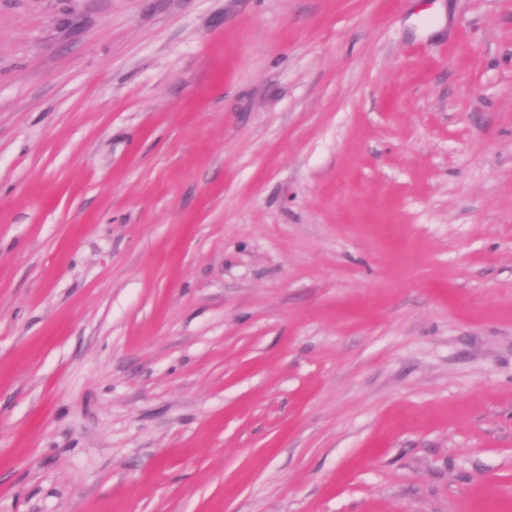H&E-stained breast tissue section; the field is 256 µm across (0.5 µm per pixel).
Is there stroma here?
<instances>
[{"label": "stroma", "instance_id": "1", "mask_svg": "<svg viewBox=\"0 0 512 512\" xmlns=\"http://www.w3.org/2000/svg\"><path fill=\"white\" fill-rule=\"evenodd\" d=\"M0 512H512V0H0Z\"/></svg>", "mask_w": 512, "mask_h": 512}]
</instances>
